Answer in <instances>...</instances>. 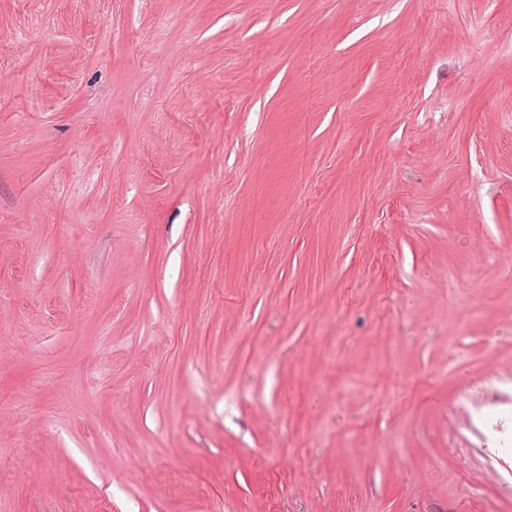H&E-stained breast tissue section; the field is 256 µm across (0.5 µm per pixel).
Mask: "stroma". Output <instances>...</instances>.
Here are the masks:
<instances>
[{
  "instance_id": "obj_1",
  "label": "stroma",
  "mask_w": 512,
  "mask_h": 512,
  "mask_svg": "<svg viewBox=\"0 0 512 512\" xmlns=\"http://www.w3.org/2000/svg\"><path fill=\"white\" fill-rule=\"evenodd\" d=\"M0 512H512V0H0Z\"/></svg>"
}]
</instances>
